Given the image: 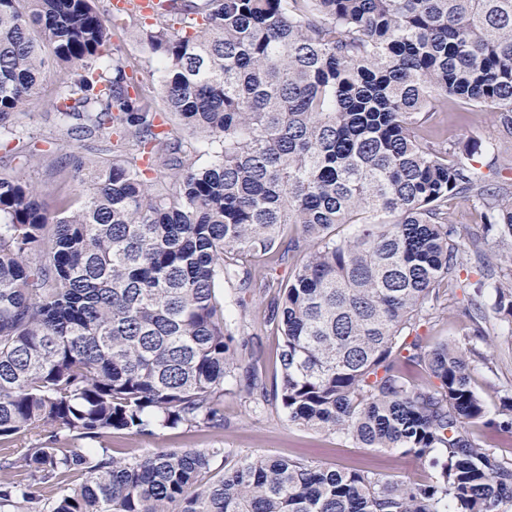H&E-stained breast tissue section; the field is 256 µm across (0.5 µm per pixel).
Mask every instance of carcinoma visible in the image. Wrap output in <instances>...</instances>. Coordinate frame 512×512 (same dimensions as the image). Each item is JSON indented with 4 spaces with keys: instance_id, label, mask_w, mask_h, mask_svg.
<instances>
[{
    "instance_id": "1",
    "label": "carcinoma",
    "mask_w": 512,
    "mask_h": 512,
    "mask_svg": "<svg viewBox=\"0 0 512 512\" xmlns=\"http://www.w3.org/2000/svg\"><path fill=\"white\" fill-rule=\"evenodd\" d=\"M94 2L0 0V148L51 157L10 118L54 66L59 128L109 140L99 164L53 160L51 207L0 173V512H509L512 463L470 432L485 407L465 350L416 330L463 271L468 316L512 320V257L492 269L448 223L463 198L512 240V192L424 135L450 105L512 135V0H159L156 90L111 49L138 12ZM301 253L268 303L274 396L294 425L401 449L426 482L80 445L224 428L238 359L218 288L244 308L251 259Z\"/></svg>"
}]
</instances>
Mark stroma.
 I'll return each instance as SVG.
<instances>
[{"instance_id":"35a3bbf8","label":"stroma","mask_w":512,"mask_h":512,"mask_svg":"<svg viewBox=\"0 0 512 512\" xmlns=\"http://www.w3.org/2000/svg\"><path fill=\"white\" fill-rule=\"evenodd\" d=\"M111 42L120 57L139 66V78L144 84H154L149 65L152 54L139 28L115 31ZM54 83V78H47L39 104L23 111L20 116L23 129L30 134L36 148L54 146L57 156L75 153L87 158L103 157L108 146L106 135L98 133L75 139L59 130L50 110ZM429 133L462 148L478 146V161L496 167L492 182L512 190V137L499 132L494 113L441 112L431 123ZM448 217L451 223L467 225L478 238L490 265L499 266L503 248L485 238L483 225L470 202L460 199L451 202ZM446 294L447 311L430 319L420 333L432 344L450 340L466 348L472 368V386L486 410L484 423L474 426L472 432L480 446L490 449L498 460L512 463V434L499 428L507 405L512 403V322L491 316L481 325H474L462 313L464 289L451 285ZM233 297L232 286H225V300L232 303ZM230 312L243 321L236 332L235 345L243 364L254 365L259 389L251 393L243 381L227 382L225 428H162L157 437L151 439L116 431L102 438L101 446L111 448L113 454L129 456H138L153 448H219L223 454L212 464L216 472L223 471L225 459L261 455L303 460L345 471L366 470L414 482L424 480L426 467L401 450L361 448L340 435L289 423L286 412L273 395L280 379L277 353L281 338L263 322L268 313L266 300L254 298L243 308L232 303Z\"/></svg>"}]
</instances>
